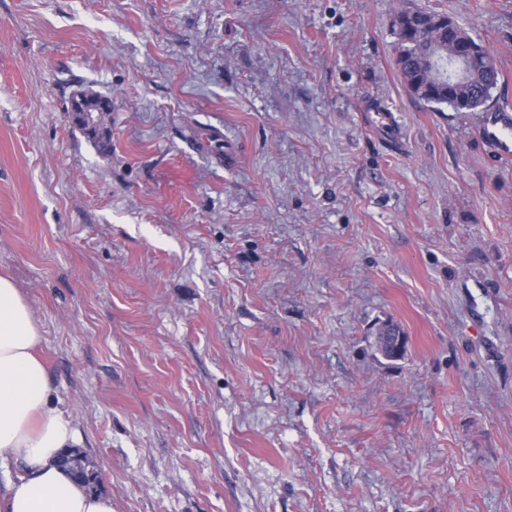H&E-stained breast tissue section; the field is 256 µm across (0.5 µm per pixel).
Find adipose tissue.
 Returning <instances> with one entry per match:
<instances>
[{
    "label": "adipose tissue",
    "instance_id": "adipose-tissue-1",
    "mask_svg": "<svg viewBox=\"0 0 512 512\" xmlns=\"http://www.w3.org/2000/svg\"><path fill=\"white\" fill-rule=\"evenodd\" d=\"M34 314L14 281L0 275V461L22 472L0 486V512H113L112 500L89 491L57 463L79 433L50 391L36 355Z\"/></svg>",
    "mask_w": 512,
    "mask_h": 512
}]
</instances>
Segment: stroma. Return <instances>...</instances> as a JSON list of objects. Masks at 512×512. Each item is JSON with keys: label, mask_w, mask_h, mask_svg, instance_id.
<instances>
[{"label": "stroma", "mask_w": 512, "mask_h": 512, "mask_svg": "<svg viewBox=\"0 0 512 512\" xmlns=\"http://www.w3.org/2000/svg\"><path fill=\"white\" fill-rule=\"evenodd\" d=\"M403 9L512 105V0H0V274L114 512H512V162ZM455 34L458 37L472 40L475 46L468 41L452 40L448 42V64L446 71L448 73V81L447 75L446 79L442 75L444 71L441 68L442 62L440 57L434 48L436 46L435 43L433 42L423 49V58L428 69L435 73L439 72L438 79L434 83L435 88L443 92L447 88L445 84H448L449 96L452 95L456 86L466 79L469 70L475 65V52L477 48L481 68L476 71L477 73L472 82L459 88L455 92L453 100L449 102L448 97L441 94L429 96L410 92L413 91L414 87H424L431 84L435 78L432 73H429L422 66L419 52L413 45L416 39L415 33L395 32L397 38L395 44V63L408 91L410 90L409 92L413 97L428 104L448 105L456 112H472L485 105L491 99L492 93L498 87L500 73L489 51L458 23L456 24ZM423 89L426 90L425 87Z\"/></svg>", "instance_id": "stroma-1"}]
</instances>
